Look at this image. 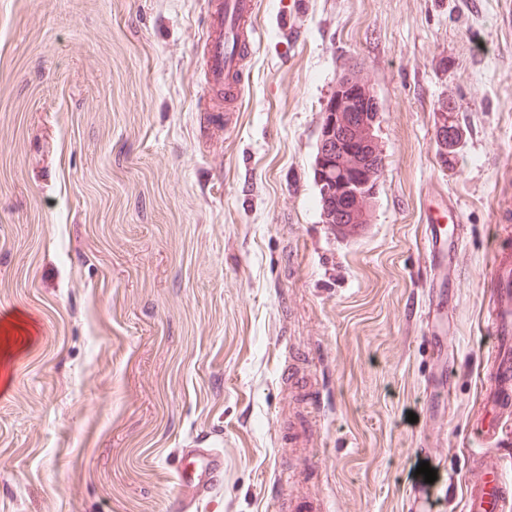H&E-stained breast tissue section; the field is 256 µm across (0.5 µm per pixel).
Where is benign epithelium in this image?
I'll return each mask as SVG.
<instances>
[{
    "mask_svg": "<svg viewBox=\"0 0 512 512\" xmlns=\"http://www.w3.org/2000/svg\"><path fill=\"white\" fill-rule=\"evenodd\" d=\"M368 103L377 110L374 90L361 72L346 71L336 81V90L331 96L321 128L320 144L333 137L351 138L350 146L336 153L321 151L315 159L314 169L323 192L342 202L344 212L336 216L323 215L324 223L334 224L336 232L343 236L358 234L370 223L371 202L374 189L372 181H361L350 177L360 171L363 157L379 152L374 122L357 113L356 100Z\"/></svg>",
    "mask_w": 512,
    "mask_h": 512,
    "instance_id": "7a95c632",
    "label": "benign epithelium"
}]
</instances>
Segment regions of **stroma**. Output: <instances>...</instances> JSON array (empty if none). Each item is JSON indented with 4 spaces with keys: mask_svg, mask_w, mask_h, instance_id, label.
Listing matches in <instances>:
<instances>
[{
    "mask_svg": "<svg viewBox=\"0 0 512 512\" xmlns=\"http://www.w3.org/2000/svg\"><path fill=\"white\" fill-rule=\"evenodd\" d=\"M234 119L199 109L206 0H0V512H169V463L224 450L198 512H406L414 451L465 476L489 367L491 225L512 249V0H257ZM370 79L372 222L324 224L337 76ZM460 141L436 144L437 107ZM457 200L446 416L419 417L429 184ZM417 422H409V413Z\"/></svg>",
    "mask_w": 512,
    "mask_h": 512,
    "instance_id": "35a3bbf8",
    "label": "stroma"
}]
</instances>
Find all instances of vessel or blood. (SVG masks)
<instances>
[{"instance_id":"obj_1","label":"vessel or blood","mask_w":512,"mask_h":512,"mask_svg":"<svg viewBox=\"0 0 512 512\" xmlns=\"http://www.w3.org/2000/svg\"><path fill=\"white\" fill-rule=\"evenodd\" d=\"M256 0H207L208 24L202 42L203 95L223 96L239 103L245 86L240 79L248 67L256 42ZM420 219L424 230L427 321L430 351L443 353L442 333L448 304V288L458 281L462 243L448 235L449 225L459 223L457 202L443 191L427 189ZM486 284L492 311L487 331L495 344L493 366L483 379L478 418L472 428L467 451L468 474L463 487H456L453 472L438 473L433 483L423 475H411L405 488L407 512H445L454 490L462 492V512H512V477L501 464L487 462L482 449L512 443V421L504 412L512 407V253H495L494 268ZM446 384L440 375H430L424 385L423 409L441 413L448 402ZM171 469L178 487L174 512H197V503L210 493L224 472L222 449L205 446L184 448L174 457Z\"/></svg>"}]
</instances>
